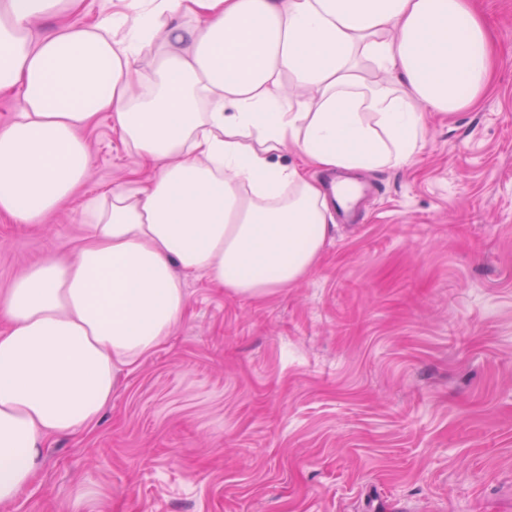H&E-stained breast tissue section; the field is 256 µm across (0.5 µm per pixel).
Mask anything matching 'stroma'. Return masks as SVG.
Instances as JSON below:
<instances>
[{
  "label": "stroma",
  "mask_w": 512,
  "mask_h": 512,
  "mask_svg": "<svg viewBox=\"0 0 512 512\" xmlns=\"http://www.w3.org/2000/svg\"><path fill=\"white\" fill-rule=\"evenodd\" d=\"M502 55L482 99L426 113L422 151L317 265L256 300L206 278L123 368L92 426L49 443L0 512H512V0H476ZM125 0L32 24L90 25ZM85 185L39 224L0 215V291L66 257L83 203L155 175L102 113Z\"/></svg>",
  "instance_id": "stroma-1"
}]
</instances>
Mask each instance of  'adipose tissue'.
I'll use <instances>...</instances> for the list:
<instances>
[{
    "label": "adipose tissue",
    "mask_w": 512,
    "mask_h": 512,
    "mask_svg": "<svg viewBox=\"0 0 512 512\" xmlns=\"http://www.w3.org/2000/svg\"><path fill=\"white\" fill-rule=\"evenodd\" d=\"M81 5L0 0V92L22 96L0 127V213L38 224L69 198L103 112L159 172L89 200L72 257L0 291V506L165 341L189 277L252 299L301 280L329 233L314 171L409 164L424 110L473 106L493 66L471 0H127L33 38V20ZM146 57L137 91L127 76ZM289 146L300 163H279Z\"/></svg>",
    "instance_id": "obj_1"
}]
</instances>
